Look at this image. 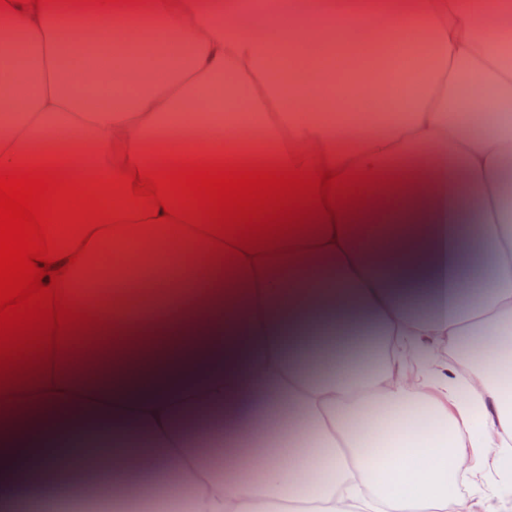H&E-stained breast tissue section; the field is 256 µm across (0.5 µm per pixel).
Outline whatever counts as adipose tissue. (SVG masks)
<instances>
[{
	"instance_id": "ef3b65f1",
	"label": "adipose tissue",
	"mask_w": 512,
	"mask_h": 512,
	"mask_svg": "<svg viewBox=\"0 0 512 512\" xmlns=\"http://www.w3.org/2000/svg\"><path fill=\"white\" fill-rule=\"evenodd\" d=\"M77 15L65 32L55 0L0 9V163L108 178L231 152L402 185L233 260L226 289L189 278L192 239L168 240L129 191H97L125 230L88 246L72 279L84 297L86 270L102 269L120 339L0 386V512L59 507L113 469L165 475L177 512H475L452 476L484 467L511 487L512 0H146ZM141 17L163 55L92 52ZM339 32L365 52L390 41L404 61L423 48L419 92L392 64L349 109L306 87L300 73L334 74ZM19 41L21 67L7 51ZM128 69L155 78L130 86ZM462 83L482 127L448 110ZM421 283L418 314L406 298ZM208 429L223 450L199 441Z\"/></svg>"
}]
</instances>
